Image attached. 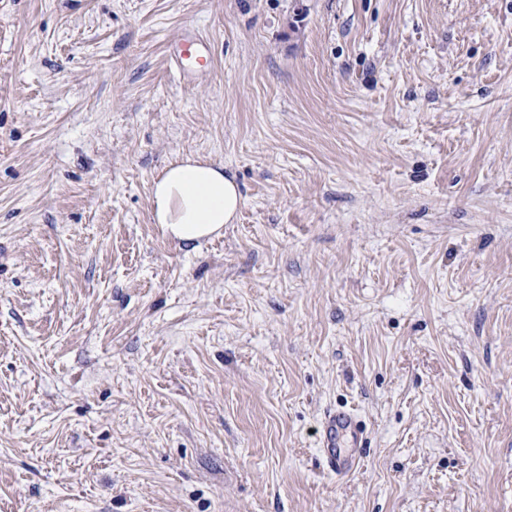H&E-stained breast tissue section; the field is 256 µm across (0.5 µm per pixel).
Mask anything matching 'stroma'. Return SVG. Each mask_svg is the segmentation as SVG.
<instances>
[{
	"instance_id": "1",
	"label": "stroma",
	"mask_w": 512,
	"mask_h": 512,
	"mask_svg": "<svg viewBox=\"0 0 512 512\" xmlns=\"http://www.w3.org/2000/svg\"><path fill=\"white\" fill-rule=\"evenodd\" d=\"M0 512H512V0H0ZM202 52H206L209 55V49L202 41L196 38L186 37L180 42L178 49L172 56L177 67L184 75L189 76V71L186 70L183 64L184 59L191 58L194 54ZM242 204L235 179L221 164L183 156L167 165L151 185L155 224L180 245L196 247L234 224ZM322 426L324 433L319 453L324 465L337 476L348 475L353 471L356 460L339 448L338 438L350 436L357 446L359 442H364L363 433L358 428L354 413L348 410L329 413L325 415Z\"/></svg>"
}]
</instances>
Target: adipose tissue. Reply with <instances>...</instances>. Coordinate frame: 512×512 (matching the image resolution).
<instances>
[{"instance_id":"1","label":"adipose tissue","mask_w":512,"mask_h":512,"mask_svg":"<svg viewBox=\"0 0 512 512\" xmlns=\"http://www.w3.org/2000/svg\"><path fill=\"white\" fill-rule=\"evenodd\" d=\"M242 194L221 164L184 156L167 165L151 185L155 223L180 245L194 247L235 223Z\"/></svg>"}]
</instances>
